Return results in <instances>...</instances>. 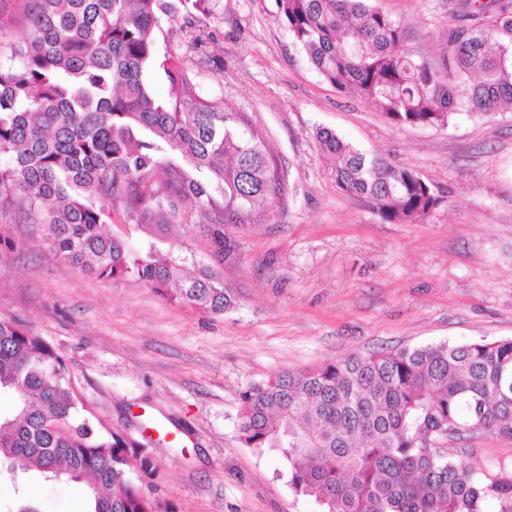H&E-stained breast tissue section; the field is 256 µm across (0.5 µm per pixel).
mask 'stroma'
Here are the masks:
<instances>
[{
  "mask_svg": "<svg viewBox=\"0 0 512 512\" xmlns=\"http://www.w3.org/2000/svg\"><path fill=\"white\" fill-rule=\"evenodd\" d=\"M409 30L408 49L441 61L448 0H374ZM201 49L180 23L161 47L191 71L195 93L265 129L288 195L271 218L228 224L218 257L198 224L172 225L163 250L192 258L234 298L224 314L167 301L132 280L99 279L58 262L39 225L6 215L0 316L64 357L104 430L154 467L132 473L176 512H321L298 496L270 453L237 432L240 394L282 370L442 341L512 339V112L397 126L336 91L279 21L276 0H213ZM328 128L432 184L423 221L381 220L340 189L317 139ZM489 478L512 475V439L481 432L450 443ZM27 495L39 512H89L84 486L29 473L0 480V507Z\"/></svg>",
  "mask_w": 512,
  "mask_h": 512,
  "instance_id": "stroma-1",
  "label": "stroma"
}]
</instances>
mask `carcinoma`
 Listing matches in <instances>:
<instances>
[{"mask_svg": "<svg viewBox=\"0 0 512 512\" xmlns=\"http://www.w3.org/2000/svg\"><path fill=\"white\" fill-rule=\"evenodd\" d=\"M24 31L0 45V218L18 205L63 263L132 277L162 297L221 315L234 299L206 268L160 250L174 222L196 220L215 252L224 225L248 224L288 194L267 134L224 101L192 92L182 58L160 53L162 23H205L212 0H19ZM475 26L448 29L436 64L406 48L403 25L371 0H277L318 74L393 125L443 127L512 107V0H461ZM152 73L164 76L157 92ZM338 187L387 223H417L440 203L414 172L323 129ZM139 226L136 250L107 224ZM0 462L87 482L91 512H156L132 481L148 457L100 432L61 353L0 317ZM248 448L288 464V484L323 512H512V476L489 479L443 445L481 426L512 439V339L350 355L284 370L241 394Z\"/></svg>", "mask_w": 512, "mask_h": 512, "instance_id": "1", "label": "carcinoma"}]
</instances>
